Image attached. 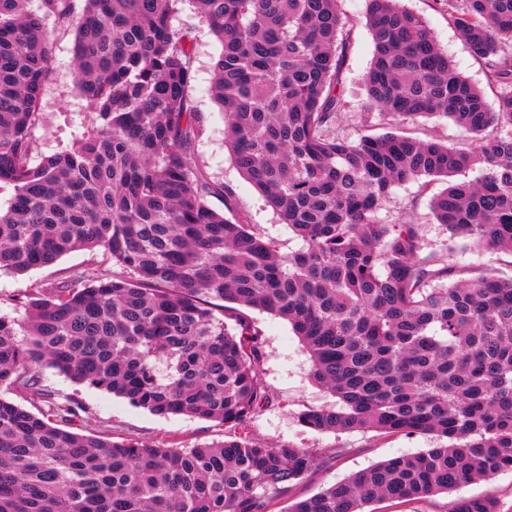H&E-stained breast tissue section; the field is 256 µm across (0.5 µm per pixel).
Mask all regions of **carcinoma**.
<instances>
[{"label": "carcinoma", "mask_w": 512, "mask_h": 512, "mask_svg": "<svg viewBox=\"0 0 512 512\" xmlns=\"http://www.w3.org/2000/svg\"><path fill=\"white\" fill-rule=\"evenodd\" d=\"M0 0V271L24 274L103 249L112 276L74 275L0 313V389L44 399L42 370L157 415L216 420L231 439L190 450L58 427L0 395V512H275L346 448L267 446L249 432L269 402L261 332L288 322L311 379L336 398L299 421L318 433L433 435L293 504L367 512L512 471V277L428 251L410 213L385 224L393 188L423 178L437 223L512 253V0H448L497 103L458 70L427 20L366 0L374 54L365 114L446 118L464 147L386 133L334 136L350 22L339 0H191L222 44L211 95L240 175L303 241L284 252L200 160L206 120L189 98L195 51L179 0ZM74 34L68 79L92 115L70 149L34 154L52 76L45 21ZM478 172L472 179L470 172ZM449 512H499L490 495Z\"/></svg>", "instance_id": "carcinoma-1"}]
</instances>
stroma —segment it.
<instances>
[{
  "instance_id": "stroma-1",
  "label": "stroma",
  "mask_w": 512,
  "mask_h": 512,
  "mask_svg": "<svg viewBox=\"0 0 512 512\" xmlns=\"http://www.w3.org/2000/svg\"><path fill=\"white\" fill-rule=\"evenodd\" d=\"M402 4L426 18L437 40L447 49L460 71L472 83L485 88L488 98H495L497 91L488 87L482 62L471 55L459 31L449 26L445 0H402ZM341 9L349 18L352 29L344 81L345 107L336 118L334 132L339 138L354 140L363 134L378 135L398 129L388 117L376 114L368 119L361 111L366 99L362 77L374 50L366 26L365 0H341ZM174 23L189 31L196 52L195 79L190 88V98L207 120V131L198 144L201 160L231 190L240 209L247 214L249 223L277 237L284 248H300L301 240L278 223L273 210L240 176L224 146V112L209 93L213 66L222 51L221 43L189 0H179ZM46 29L53 38L54 74L42 100L44 122L34 129L33 140L37 152L48 156L69 148L75 137L87 130L90 114L78 91L65 77L74 63L73 34L56 32L51 22L47 23ZM399 129L413 137L432 135L451 146L465 144L461 130L445 119L422 118ZM442 188V183L436 181L424 190L415 182L396 187L378 217L383 222L393 223L404 213L408 202H415L412 216L420 226L426 246L441 248L448 242L450 233L436 223L428 202ZM76 273L108 276L112 273V261L97 248L67 254L50 266L23 275L1 273L0 312L21 316V309L14 304V296L48 291ZM248 315L262 332L264 377L270 397L268 405L253 416L250 434L270 446L286 444L298 448H340L344 451L334 466L315 470L295 486L288 498L277 503L275 512H287L292 502L311 497L381 461L436 446L437 439L431 435L382 437L374 432L361 431L318 433L300 425V413L312 407L332 404L334 398L328 390L311 380V364L286 321L257 309L249 310ZM43 378L46 388L54 395L53 402L31 399L19 387L6 390L5 396L36 414L55 413L59 426L68 431L94 433L114 440L136 439L161 448L183 451L204 443L223 441L227 433L226 427L219 422L189 415H156L132 406L123 398L72 382L50 369L44 371Z\"/></svg>"
}]
</instances>
